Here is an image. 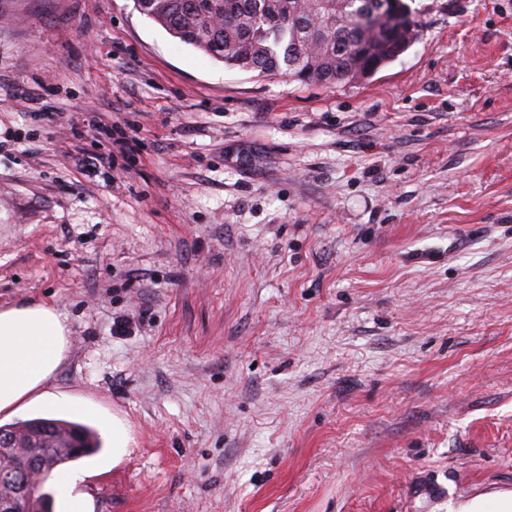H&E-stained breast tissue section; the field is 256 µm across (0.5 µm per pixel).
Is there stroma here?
<instances>
[{
    "label": "stroma",
    "mask_w": 512,
    "mask_h": 512,
    "mask_svg": "<svg viewBox=\"0 0 512 512\" xmlns=\"http://www.w3.org/2000/svg\"><path fill=\"white\" fill-rule=\"evenodd\" d=\"M337 86L133 0H0V307L71 328L91 512H456L512 492V0H406ZM128 142L110 168L92 157ZM106 433L112 437V447L115 449V457H120L129 443L130 437L125 424L116 416H112V422L105 421Z\"/></svg>",
    "instance_id": "obj_1"
}]
</instances>
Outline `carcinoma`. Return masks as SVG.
<instances>
[{"mask_svg":"<svg viewBox=\"0 0 512 512\" xmlns=\"http://www.w3.org/2000/svg\"><path fill=\"white\" fill-rule=\"evenodd\" d=\"M374 0H134L135 9L173 37L228 67L260 76L338 85L368 77L416 40L417 25L404 0L382 25L363 22ZM23 432L27 455L10 441ZM102 448L99 434L74 422L33 418L0 425V512L14 507L13 488L39 475L22 502L26 512H52L42 491L55 470Z\"/></svg>","mask_w":512,"mask_h":512,"instance_id":"cac0c4a2","label":"carcinoma"}]
</instances>
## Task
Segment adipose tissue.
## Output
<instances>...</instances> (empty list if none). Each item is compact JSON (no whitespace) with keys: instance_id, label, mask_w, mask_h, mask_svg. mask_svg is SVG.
<instances>
[{"instance_id":"ef3b65f1","label":"adipose tissue","mask_w":512,"mask_h":512,"mask_svg":"<svg viewBox=\"0 0 512 512\" xmlns=\"http://www.w3.org/2000/svg\"><path fill=\"white\" fill-rule=\"evenodd\" d=\"M69 328L62 312L42 304L0 309V414L16 415L38 405L70 409L46 385L60 366Z\"/></svg>"}]
</instances>
